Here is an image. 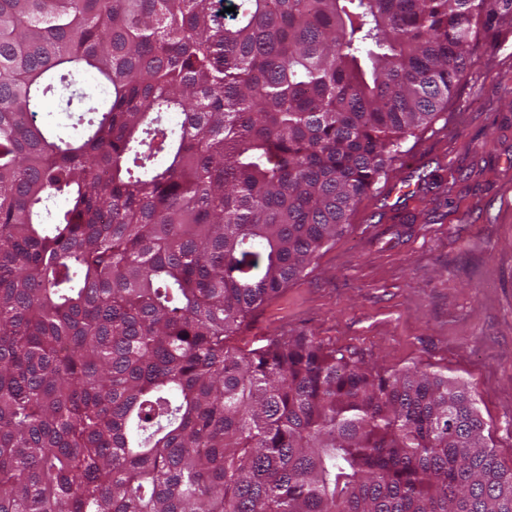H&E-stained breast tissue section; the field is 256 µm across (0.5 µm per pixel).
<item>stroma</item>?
I'll return each instance as SVG.
<instances>
[{
  "label": "stroma",
  "mask_w": 512,
  "mask_h": 512,
  "mask_svg": "<svg viewBox=\"0 0 512 512\" xmlns=\"http://www.w3.org/2000/svg\"><path fill=\"white\" fill-rule=\"evenodd\" d=\"M403 149L348 231L235 341L303 332L459 378L512 467V37L472 56L447 110Z\"/></svg>",
  "instance_id": "obj_1"
}]
</instances>
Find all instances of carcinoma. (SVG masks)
Here are the masks:
<instances>
[{
    "label": "carcinoma",
    "instance_id": "carcinoma-1",
    "mask_svg": "<svg viewBox=\"0 0 512 512\" xmlns=\"http://www.w3.org/2000/svg\"><path fill=\"white\" fill-rule=\"evenodd\" d=\"M235 7L0 0V512H512L465 384L230 344L512 0Z\"/></svg>",
    "mask_w": 512,
    "mask_h": 512
}]
</instances>
